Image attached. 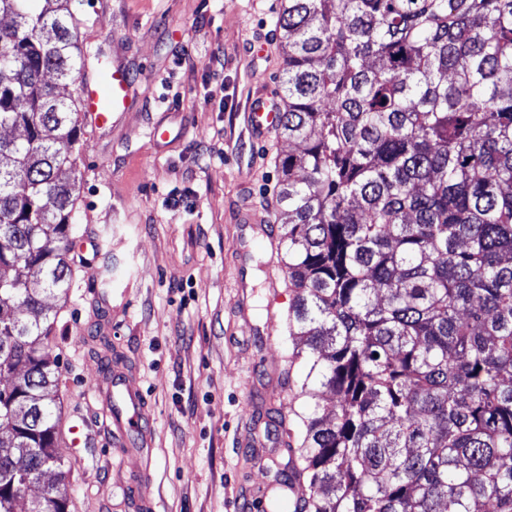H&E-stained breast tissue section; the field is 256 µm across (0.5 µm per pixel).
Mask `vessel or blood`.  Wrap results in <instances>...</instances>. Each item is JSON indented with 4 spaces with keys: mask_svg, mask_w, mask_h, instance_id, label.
I'll return each mask as SVG.
<instances>
[{
    "mask_svg": "<svg viewBox=\"0 0 512 512\" xmlns=\"http://www.w3.org/2000/svg\"><path fill=\"white\" fill-rule=\"evenodd\" d=\"M133 75L122 61L112 63L104 81L82 88V112L85 120L97 128L124 125L131 105ZM281 104L268 87H260L249 104V120L254 137L263 139L279 130ZM98 397L112 420V437L133 449L149 447V428L145 417L146 398L141 388L131 385L117 370L107 372V384Z\"/></svg>",
    "mask_w": 512,
    "mask_h": 512,
    "instance_id": "vessel-or-blood-1",
    "label": "vessel or blood"
}]
</instances>
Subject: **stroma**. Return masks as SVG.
Wrapping results in <instances>:
<instances>
[{
    "label": "stroma",
    "instance_id": "35a3bbf8",
    "mask_svg": "<svg viewBox=\"0 0 512 512\" xmlns=\"http://www.w3.org/2000/svg\"><path fill=\"white\" fill-rule=\"evenodd\" d=\"M81 74L101 79L113 57L136 74L120 131L81 125L77 238L101 235L102 253L70 252L66 297L48 296L50 355L61 402L56 454L66 465L69 512H142L125 486L149 472L158 512H235L286 469L278 442L291 392L270 398L271 365L287 366L285 328L266 335L269 250L238 224L242 201L276 217L278 159L287 141L254 138L252 94L279 85L278 14L261 0H71ZM262 45L255 56L247 43ZM224 55L223 69L207 62ZM170 128L165 146L150 132ZM191 188L190 204L169 206ZM120 362L147 399L152 446L136 466L113 444L94 396L96 374ZM88 425L92 445L69 447Z\"/></svg>",
    "mask_w": 512,
    "mask_h": 512
}]
</instances>
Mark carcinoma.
Returning <instances> with one entry per match:
<instances>
[{"instance_id":"1","label":"carcinoma","mask_w":512,"mask_h":512,"mask_svg":"<svg viewBox=\"0 0 512 512\" xmlns=\"http://www.w3.org/2000/svg\"><path fill=\"white\" fill-rule=\"evenodd\" d=\"M68 3L0 0V512L49 471L28 512L70 501L43 302L71 275ZM277 27L309 512H512V0H285Z\"/></svg>"}]
</instances>
